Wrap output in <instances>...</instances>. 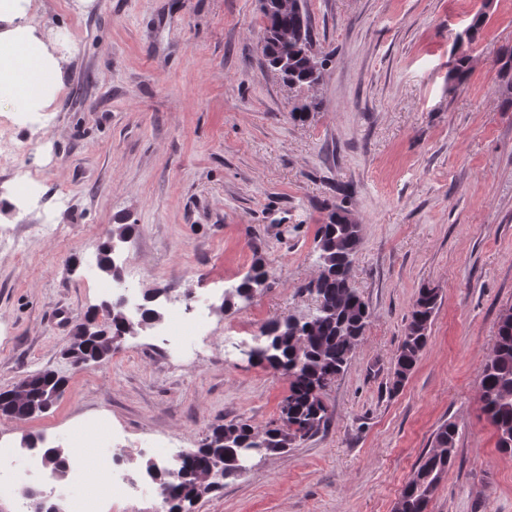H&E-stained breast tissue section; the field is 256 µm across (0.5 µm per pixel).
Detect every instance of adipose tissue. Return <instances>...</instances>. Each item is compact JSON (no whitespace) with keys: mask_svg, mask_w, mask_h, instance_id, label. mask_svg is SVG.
Wrapping results in <instances>:
<instances>
[{"mask_svg":"<svg viewBox=\"0 0 512 512\" xmlns=\"http://www.w3.org/2000/svg\"><path fill=\"white\" fill-rule=\"evenodd\" d=\"M30 7L31 0H0V102L11 103L20 114L53 102L68 65L46 44Z\"/></svg>","mask_w":512,"mask_h":512,"instance_id":"1","label":"adipose tissue"}]
</instances>
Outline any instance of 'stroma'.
Returning a JSON list of instances; mask_svg holds the SVG:
<instances>
[{
  "label": "stroma",
  "instance_id": "1",
  "mask_svg": "<svg viewBox=\"0 0 512 512\" xmlns=\"http://www.w3.org/2000/svg\"><path fill=\"white\" fill-rule=\"evenodd\" d=\"M32 5L70 65L48 109L0 112V138L17 150L0 168V390L43 370L68 384L42 416L0 417V439L18 447L39 434L68 449L105 416L141 477L153 444L176 456L211 425L277 421L289 381L245 350L267 322L314 314L316 233L338 207L362 226L351 285L371 319L325 392L329 421L225 478L195 512H394L446 421L459 435L426 512H512V455L479 400L498 317L512 308V110L494 63L512 46V0H495L454 89L455 36L482 0H305L321 64L312 87L266 63L259 0ZM118 224L136 227L115 258L140 269L137 290L211 311L189 355H169L149 328L78 370L64 350L112 297L97 252ZM258 259L265 287L223 309ZM423 287L439 307L395 391ZM458 36L459 34L456 35V39ZM456 49L457 56L454 59L452 67L448 71V83L451 84L452 88H455L457 85L464 83L467 80L471 69L470 55L467 53L466 50L461 53L458 52L457 40Z\"/></svg>",
  "mask_w": 512,
  "mask_h": 512
}]
</instances>
